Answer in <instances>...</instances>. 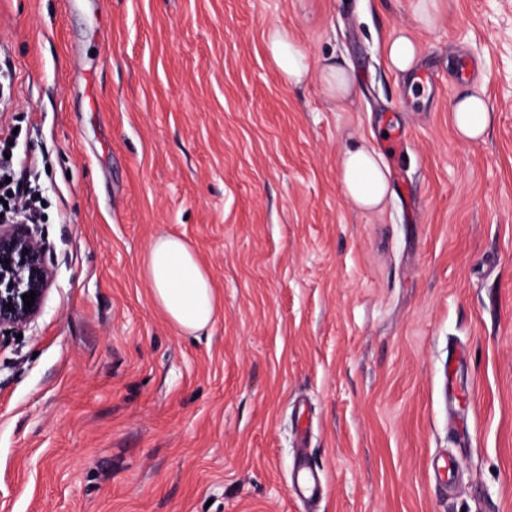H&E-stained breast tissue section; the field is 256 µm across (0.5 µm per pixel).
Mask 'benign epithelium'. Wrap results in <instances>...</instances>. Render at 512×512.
Segmentation results:
<instances>
[{
  "instance_id": "7a95c632",
  "label": "benign epithelium",
  "mask_w": 512,
  "mask_h": 512,
  "mask_svg": "<svg viewBox=\"0 0 512 512\" xmlns=\"http://www.w3.org/2000/svg\"><path fill=\"white\" fill-rule=\"evenodd\" d=\"M52 271L42 242L26 224L0 225V329L30 324L41 312ZM36 293L32 306L23 295Z\"/></svg>"
}]
</instances>
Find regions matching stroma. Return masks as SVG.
<instances>
[{
	"label": "stroma",
	"instance_id": "1",
	"mask_svg": "<svg viewBox=\"0 0 512 512\" xmlns=\"http://www.w3.org/2000/svg\"><path fill=\"white\" fill-rule=\"evenodd\" d=\"M275 24L353 100L283 81ZM0 49V138L49 165L53 271L0 333V512H512V0H0ZM473 90L497 122L464 143L449 108ZM354 138L382 212L338 181ZM163 233L213 279L207 333L150 299ZM386 54L392 70L405 72L414 65L419 46L407 32L402 31L388 42ZM318 76L326 96L337 106L345 105L354 94V80L350 72L336 62L323 63ZM338 177L345 196L358 209L380 210L388 193V179L377 155L363 142L347 144L338 161ZM296 485L297 493L308 502H314L321 496V479L310 469L297 474Z\"/></svg>",
	"mask_w": 512,
	"mask_h": 512
}]
</instances>
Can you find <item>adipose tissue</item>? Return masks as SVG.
Segmentation results:
<instances>
[{"label":"adipose tissue","instance_id":"ef3b65f1","mask_svg":"<svg viewBox=\"0 0 512 512\" xmlns=\"http://www.w3.org/2000/svg\"><path fill=\"white\" fill-rule=\"evenodd\" d=\"M265 45L286 81L301 83L314 71L326 96L336 105H345L353 96L350 72L334 62L312 67L307 53L290 39L285 27L268 28ZM495 121V112L477 92L455 100L450 107L452 129L463 141L481 139ZM338 177L347 199L356 208L372 211L383 207L388 193L387 175L375 152L364 143L354 141L343 148ZM142 269L153 303L180 333L194 335L213 326L219 311L217 292L186 240L172 234L159 235L147 249Z\"/></svg>","mask_w":512,"mask_h":512}]
</instances>
